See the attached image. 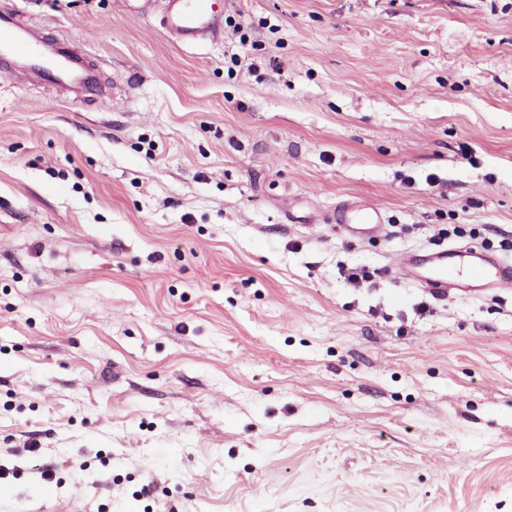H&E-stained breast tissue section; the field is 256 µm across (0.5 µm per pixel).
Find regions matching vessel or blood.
<instances>
[{
	"label": "vessel or blood",
	"instance_id": "1",
	"mask_svg": "<svg viewBox=\"0 0 512 512\" xmlns=\"http://www.w3.org/2000/svg\"><path fill=\"white\" fill-rule=\"evenodd\" d=\"M166 33L177 43L191 46L216 38L224 29V14L215 0H167L162 17ZM84 52L72 46L57 51L53 62H46L28 30L15 25L12 16H0V57L15 59L24 77L46 75L56 82L83 90L97 97L104 91L96 74L83 64ZM339 221L352 233L375 234L384 222L383 212L374 206L353 205L342 211ZM412 255H404L401 270L434 296L448 291L481 296L512 284V265L500 262L472 247L437 251L412 271Z\"/></svg>",
	"mask_w": 512,
	"mask_h": 512
}]
</instances>
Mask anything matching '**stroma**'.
I'll return each mask as SVG.
<instances>
[{
  "instance_id": "stroma-1",
  "label": "stroma",
  "mask_w": 512,
  "mask_h": 512,
  "mask_svg": "<svg viewBox=\"0 0 512 512\" xmlns=\"http://www.w3.org/2000/svg\"><path fill=\"white\" fill-rule=\"evenodd\" d=\"M224 4L0 0L110 97L0 73V512H512V286L397 272L512 264V0ZM162 25L177 43L197 45L220 35L224 14L212 0H167ZM339 222L350 233L373 235L384 224L383 211L374 206L353 205L342 211ZM412 263L413 254L401 259L404 278L433 296H445L451 289L458 294L481 296L512 283V265L473 247L439 250L426 262L418 263L421 270L416 274Z\"/></svg>"
}]
</instances>
